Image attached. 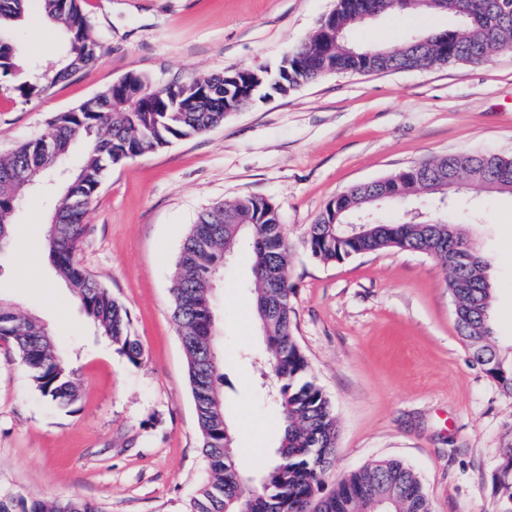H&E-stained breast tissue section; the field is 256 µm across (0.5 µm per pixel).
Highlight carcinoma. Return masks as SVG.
Here are the masks:
<instances>
[{"instance_id": "cac0c4a2", "label": "carcinoma", "mask_w": 512, "mask_h": 512, "mask_svg": "<svg viewBox=\"0 0 512 512\" xmlns=\"http://www.w3.org/2000/svg\"><path fill=\"white\" fill-rule=\"evenodd\" d=\"M43 22L63 38L59 58L51 63L24 64L13 42L15 28L28 16L29 0H0V83L24 101L47 95L58 83L100 62L107 48L90 35V21L81 0H36ZM380 14L446 12L456 26L444 32L411 38L398 48L366 47L349 40L358 21L361 0H336L334 16L293 51L283 94L320 78L307 73L309 55H324L338 72L363 68L383 71L478 63L490 52L512 50V0H437L423 7L418 0H376ZM224 77L214 73L188 83L157 85L149 78L128 74L91 99L57 113L44 134L0 157V250L10 241L13 217L31 188L19 175L35 182L56 173L73 145L88 141L81 162L59 187L54 210L62 216L48 225L45 247L57 276L78 299L97 333L133 365L142 350L131 335L127 311L77 260L86 230L85 213L105 172L126 160L163 148L174 140L205 133L224 124ZM434 192L448 194V178L456 177L482 191L512 194V161L494 153L449 155L432 164ZM421 174L411 167L394 175L411 193ZM379 186L359 184L342 201H330L309 226L304 245L316 260L330 263L387 248L432 256L448 268V291L457 310L456 323L473 357L502 388L512 394V367L499 358L494 345L493 288L481 274L482 263L448 266V257L461 251L470 236L446 218L432 223L385 224L372 219L373 232L356 236L326 220L337 207L341 219L375 214L390 202ZM248 236L252 243L255 282L254 313L266 341L274 398L269 404L280 418L281 438L270 468L247 489L252 476L237 465L239 448L227 423L218 389L219 355L211 330L212 295L205 283L224 259V247ZM288 231L276 207L266 198L246 196L230 208L216 203L202 211L181 245L175 269L173 319L185 352L191 395L197 414L202 453L211 471L189 500L185 512H238L241 502L251 512H433L432 503L413 468L396 459L373 462L340 477L324 491L337 447L336 413L316 383L309 362L292 333V296L288 281ZM0 341L11 343L30 369L31 380L43 397L63 405L77 398L68 361L57 349L50 331L37 319L17 314L0 300ZM497 491L512 504V448L496 475ZM0 512H99L89 501L0 493Z\"/></svg>"}]
</instances>
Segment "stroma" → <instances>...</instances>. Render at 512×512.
Instances as JSON below:
<instances>
[{
	"instance_id": "obj_1",
	"label": "stroma",
	"mask_w": 512,
	"mask_h": 512,
	"mask_svg": "<svg viewBox=\"0 0 512 512\" xmlns=\"http://www.w3.org/2000/svg\"><path fill=\"white\" fill-rule=\"evenodd\" d=\"M336 0H86L103 61L42 99L0 88V156L45 133L56 113L130 73L156 84L227 67L273 71ZM439 15L355 25L359 44L398 46L454 27ZM22 57L57 59L55 31H14ZM461 153L512 157V51L479 64L375 74L330 73L281 95L262 89L205 134L113 166L84 222L80 265L126 308L143 356L131 364L98 336L49 262L54 201L31 195L0 250V300L56 337L79 383L67 407L44 398L14 347L0 342V490L78 498L103 512H183L209 477L186 357L172 318L174 264L188 228L217 202L269 199L288 229L293 333L336 412L332 474L398 459L434 512H496L494 479L512 447V394L472 357L456 325L446 269L400 249L341 262L303 246L326 204L353 186ZM449 221L481 217L495 346L512 363V195H473ZM252 249L243 243L213 291L227 420L260 475L280 442L265 401L264 339L252 315Z\"/></svg>"
}]
</instances>
